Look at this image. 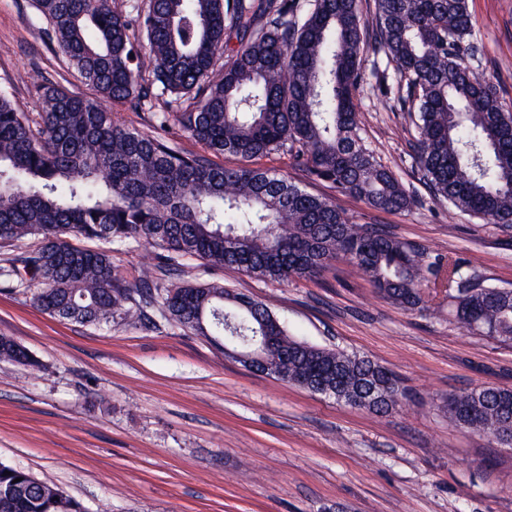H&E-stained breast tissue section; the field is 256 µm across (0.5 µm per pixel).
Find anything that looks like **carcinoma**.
<instances>
[{
	"instance_id": "carcinoma-1",
	"label": "carcinoma",
	"mask_w": 512,
	"mask_h": 512,
	"mask_svg": "<svg viewBox=\"0 0 512 512\" xmlns=\"http://www.w3.org/2000/svg\"><path fill=\"white\" fill-rule=\"evenodd\" d=\"M45 35L66 65L98 93L91 102L47 82L38 112L0 92V243L40 246L8 260L3 275L36 287L48 315L101 326L152 322L158 307L184 331L223 340L238 354L271 337L268 374L351 408L385 414L405 398L397 375L367 357L294 338L261 302L218 284L181 281V257L234 267L275 282L311 279L340 255L394 305L425 308L445 289L461 327L512 345V288L464 275L459 261L425 251L383 228L354 224L334 204L244 161L285 151L312 179L397 214L413 198L364 148L353 92L368 44L358 0H315L303 19L296 0H149L133 15L110 0H33ZM374 44L405 81L424 184L455 209L512 228V103L478 76L467 0H377ZM240 35L233 59L215 69L224 32ZM191 103L178 124L203 147L187 153L154 130L122 128L101 102L137 110L153 91ZM134 240L156 263L129 287L112 251L74 239ZM0 359L35 366L13 337ZM512 388L483 386L448 396L458 427L512 447L501 424ZM0 512H85L57 486L0 463Z\"/></svg>"
}]
</instances>
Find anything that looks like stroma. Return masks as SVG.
<instances>
[{"instance_id":"obj_1","label":"stroma","mask_w":512,"mask_h":512,"mask_svg":"<svg viewBox=\"0 0 512 512\" xmlns=\"http://www.w3.org/2000/svg\"><path fill=\"white\" fill-rule=\"evenodd\" d=\"M482 50L479 75L512 101V0H468ZM32 0H0V91L36 112L51 80L95 98L44 34ZM394 63L366 51L354 92L362 145L417 197L408 212L371 209L312 180L282 152L251 167L325 197L353 222L379 224L428 258L468 263L483 284L512 288V229L433 198L413 159L418 136L397 101ZM135 283L154 249L112 244ZM185 281L218 283L262 301L298 339L392 369L406 398L388 413L357 410L243 366L222 345L172 326L161 309L86 327L50 317L29 288L0 278V335L34 369L0 360V462L79 500L87 512H512V447L456 427L449 395L512 387V345L471 334L444 297L406 311L384 300L347 260L288 283L182 261Z\"/></svg>"}]
</instances>
